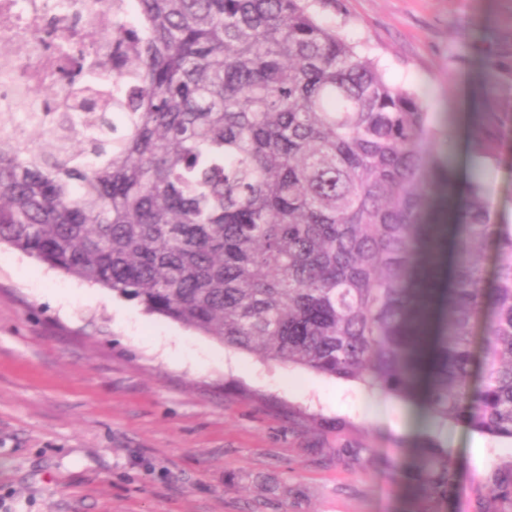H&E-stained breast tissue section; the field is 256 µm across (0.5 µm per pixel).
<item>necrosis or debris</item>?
Masks as SVG:
<instances>
[{
  "instance_id": "4bbe7bcc",
  "label": "necrosis or debris",
  "mask_w": 512,
  "mask_h": 512,
  "mask_svg": "<svg viewBox=\"0 0 512 512\" xmlns=\"http://www.w3.org/2000/svg\"><path fill=\"white\" fill-rule=\"evenodd\" d=\"M112 0H0V112L23 123L43 111L53 88L56 109H71L70 61L87 76L112 74Z\"/></svg>"
}]
</instances>
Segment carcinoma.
Listing matches in <instances>:
<instances>
[{
    "mask_svg": "<svg viewBox=\"0 0 512 512\" xmlns=\"http://www.w3.org/2000/svg\"><path fill=\"white\" fill-rule=\"evenodd\" d=\"M323 0H112V101L0 113V243L262 360L411 394L512 438V225L459 189L429 113L317 14ZM466 237L435 335L420 277L439 193ZM495 256L487 285L485 251ZM485 326L472 384V327ZM424 490L455 467L430 457Z\"/></svg>",
    "mask_w": 512,
    "mask_h": 512,
    "instance_id": "obj_1",
    "label": "carcinoma"
}]
</instances>
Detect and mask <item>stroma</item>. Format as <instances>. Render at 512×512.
<instances>
[{
    "label": "stroma",
    "mask_w": 512,
    "mask_h": 512,
    "mask_svg": "<svg viewBox=\"0 0 512 512\" xmlns=\"http://www.w3.org/2000/svg\"><path fill=\"white\" fill-rule=\"evenodd\" d=\"M420 93L444 163L512 225V0H332L320 11ZM446 453L458 481L415 474ZM512 439L419 397L261 360L0 245V512H503ZM424 490L434 498L448 496L455 481V467L448 455H435L430 457L421 473Z\"/></svg>",
    "instance_id": "35a3bbf8"
}]
</instances>
